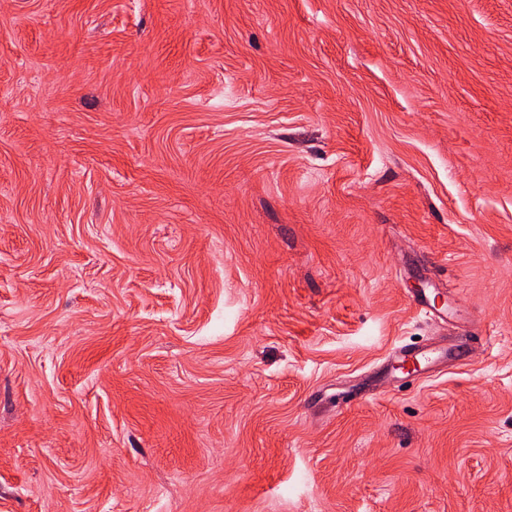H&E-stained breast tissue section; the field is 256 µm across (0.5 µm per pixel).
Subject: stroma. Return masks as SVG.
Wrapping results in <instances>:
<instances>
[{
  "label": "stroma",
  "instance_id": "35a3bbf8",
  "mask_svg": "<svg viewBox=\"0 0 512 512\" xmlns=\"http://www.w3.org/2000/svg\"><path fill=\"white\" fill-rule=\"evenodd\" d=\"M0 512H512V0H0ZM463 344L457 345V347L444 349L436 358L427 356V352L423 349L416 348L411 345H403L399 347L395 352V359L401 363H410L413 368L407 371V374L421 373L430 371L432 366L435 367L439 363L452 365L456 360L459 359V350ZM432 365V366H431Z\"/></svg>",
  "mask_w": 512,
  "mask_h": 512
}]
</instances>
